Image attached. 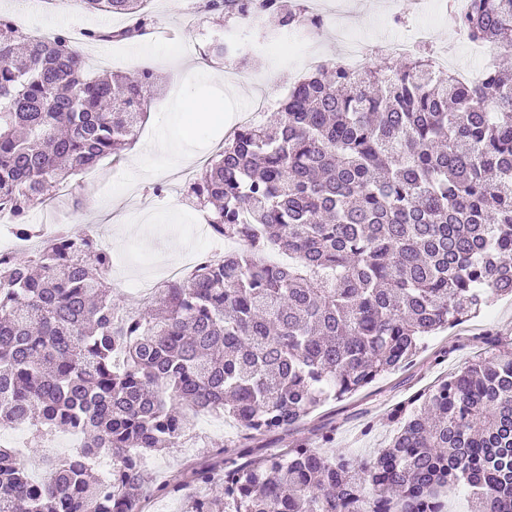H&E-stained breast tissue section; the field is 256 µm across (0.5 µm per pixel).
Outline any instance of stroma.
Returning a JSON list of instances; mask_svg holds the SVG:
<instances>
[{
    "label": "stroma",
    "mask_w": 512,
    "mask_h": 512,
    "mask_svg": "<svg viewBox=\"0 0 512 512\" xmlns=\"http://www.w3.org/2000/svg\"><path fill=\"white\" fill-rule=\"evenodd\" d=\"M348 26L374 41H384L401 33L392 13L383 11V0H352ZM204 0H150L148 9L153 24L138 43L89 41L88 29L110 30L126 25V17L103 16L75 5L74 0H0V12L15 21L23 36L33 38L58 29L70 31L88 56L99 59L102 69L134 74L152 69L160 97L151 108L133 148L120 161L103 159L92 171L72 176L75 189L69 202L40 205L29 215L31 223L54 230L67 224L77 230H90L99 245L112 254L111 276L116 284L114 296L120 304L136 305L140 299L126 288L130 279H151L161 266L183 262L195 247L193 226L200 220L201 206L187 193L184 171L199 173L224 145L229 121L239 111L266 98L282 102L295 77L304 76L303 62L288 64L277 52L255 50L240 61L242 77L225 79L223 59H203L201 50L212 39L233 33L243 42H258L255 29L244 20L207 12ZM175 50L186 75H173L162 62L168 50ZM223 75V82L210 80V73ZM186 96L203 103L225 102L224 115H211L201 121L180 111L178 98ZM172 137L190 154L187 164L169 162L140 173L134 167L136 153L145 151L158 138ZM163 186L155 195V186ZM512 342V299L490 296L487 307L476 317L438 333L428 340V349L410 367L377 379L371 386L350 398L326 408L323 415H312L299 427L267 439L266 447L284 448L298 442H314L315 430L322 423L336 427L333 453L366 457L386 446L395 426L389 421L393 406L408 396L432 385L438 378L468 365L483 350L485 336ZM189 433L197 446L184 444L151 456L147 471L160 481H177L185 458L202 454L205 444L232 445L240 435L231 418L210 414L190 417ZM68 433H58L50 448L37 446L30 429L0 427V444L22 441L29 450L23 459L35 468L47 456L66 455Z\"/></svg>",
    "instance_id": "1"
}]
</instances>
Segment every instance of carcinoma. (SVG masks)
Wrapping results in <instances>:
<instances>
[{
    "label": "carcinoma",
    "mask_w": 512,
    "mask_h": 512,
    "mask_svg": "<svg viewBox=\"0 0 512 512\" xmlns=\"http://www.w3.org/2000/svg\"><path fill=\"white\" fill-rule=\"evenodd\" d=\"M127 16L89 40H138L146 0H77ZM255 0H207L244 19ZM273 33L318 20L267 0ZM474 44L512 48V0L452 18ZM154 72L94 73L71 35L22 39L0 16V214L25 258L0 255V426L75 452L32 480L0 445V512H141L212 487L187 512H512V345L489 337L458 373L391 409L397 430L353 460L317 444H250L409 365L434 333L512 295V75L458 84L430 57L354 74L323 64L293 83L274 126L241 125L190 184L213 233L244 248L163 285L132 319L112 298V257L92 234L27 220L68 178L134 142ZM233 418L239 452L186 460L177 484L143 461L187 436L186 411ZM112 460L109 476L95 473ZM213 489L189 488L175 496L159 499L149 504L146 512H182L186 510L185 504L190 498L213 496Z\"/></svg>",
    "instance_id": "obj_1"
}]
</instances>
